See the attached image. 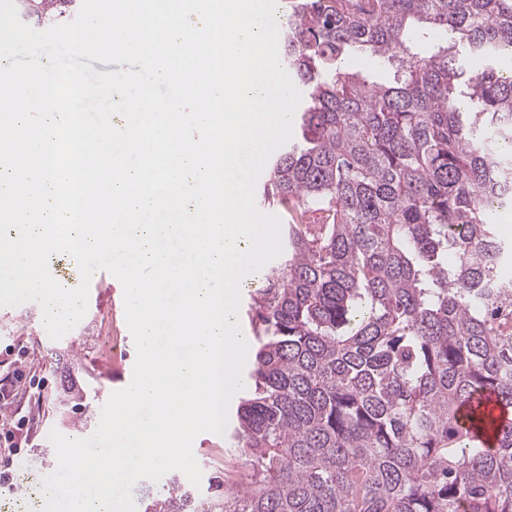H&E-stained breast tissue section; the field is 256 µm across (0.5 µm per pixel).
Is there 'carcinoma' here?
Listing matches in <instances>:
<instances>
[{"label": "carcinoma", "instance_id": "cac0c4a2", "mask_svg": "<svg viewBox=\"0 0 512 512\" xmlns=\"http://www.w3.org/2000/svg\"><path fill=\"white\" fill-rule=\"evenodd\" d=\"M280 27L304 101L264 187L287 252L249 294L246 483L174 476L143 512H512V0H289Z\"/></svg>", "mask_w": 512, "mask_h": 512}]
</instances>
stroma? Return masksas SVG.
<instances>
[{"label":"stroma","instance_id":"1","mask_svg":"<svg viewBox=\"0 0 512 512\" xmlns=\"http://www.w3.org/2000/svg\"><path fill=\"white\" fill-rule=\"evenodd\" d=\"M122 298L123 289L117 281L92 296L85 317L73 330L78 361L67 370L56 367L51 358V343L45 337L38 304L32 303L20 310L0 307V321L11 322L10 329L0 331V374L7 373L6 363L14 359L41 383L40 388L20 393L15 401L29 419V442L19 465L28 471L31 482L40 481L56 468L54 447L48 439L50 431L58 430L67 437L94 432L99 423L98 400L107 399L119 387L121 368L135 361V345L125 321ZM89 385L96 387L99 394L97 398L83 400L77 412V423L62 422L44 413L41 400L45 396ZM193 450L203 478L224 476L236 481L234 469H223L216 462L217 455L225 456L230 452L228 437L200 434Z\"/></svg>","mask_w":512,"mask_h":512}]
</instances>
